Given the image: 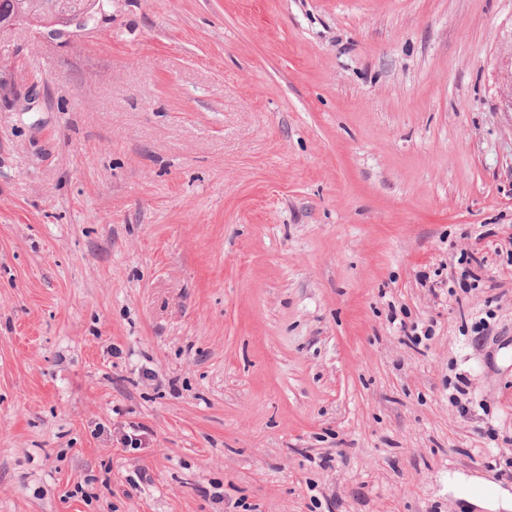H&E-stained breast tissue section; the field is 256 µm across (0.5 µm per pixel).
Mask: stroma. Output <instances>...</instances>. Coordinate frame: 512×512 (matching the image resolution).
<instances>
[{"label":"stroma","instance_id":"1","mask_svg":"<svg viewBox=\"0 0 512 512\" xmlns=\"http://www.w3.org/2000/svg\"><path fill=\"white\" fill-rule=\"evenodd\" d=\"M504 448L512 0L0 30V512H476Z\"/></svg>","mask_w":512,"mask_h":512}]
</instances>
